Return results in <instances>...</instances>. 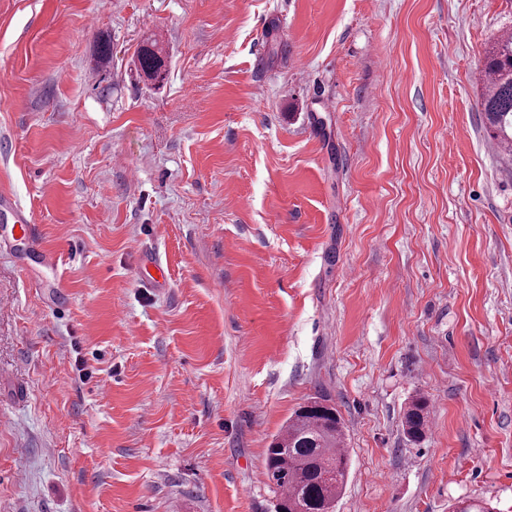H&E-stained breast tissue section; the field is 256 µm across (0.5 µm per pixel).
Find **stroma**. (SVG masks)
Masks as SVG:
<instances>
[{
    "label": "stroma",
    "mask_w": 512,
    "mask_h": 512,
    "mask_svg": "<svg viewBox=\"0 0 512 512\" xmlns=\"http://www.w3.org/2000/svg\"><path fill=\"white\" fill-rule=\"evenodd\" d=\"M506 30L512 0H0V196L55 258L0 209V512H274L318 395L335 512H512V159L473 77ZM156 39L144 41L137 50L138 69L154 84H160L165 80L166 69L164 57ZM429 404L422 396L413 398L404 410L403 427L404 433L411 441L422 439L428 430ZM343 441L341 415L327 399L313 398L294 412L267 448L276 512H334L347 477Z\"/></svg>",
    "instance_id": "obj_1"
}]
</instances>
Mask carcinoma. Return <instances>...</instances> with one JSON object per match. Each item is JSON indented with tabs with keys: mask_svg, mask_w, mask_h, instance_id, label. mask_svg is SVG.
Returning a JSON list of instances; mask_svg holds the SVG:
<instances>
[{
	"mask_svg": "<svg viewBox=\"0 0 512 512\" xmlns=\"http://www.w3.org/2000/svg\"><path fill=\"white\" fill-rule=\"evenodd\" d=\"M138 69L149 80H165L164 57L157 40L137 50ZM485 90L480 106L491 138L512 150V32L498 36L487 51ZM429 404L419 395L404 410V433L411 441L428 430ZM344 424L336 406L316 397L300 406L267 449L266 475L275 486L276 512H334L342 492L348 457Z\"/></svg>",
	"mask_w": 512,
	"mask_h": 512,
	"instance_id": "carcinoma-1",
	"label": "carcinoma"
}]
</instances>
